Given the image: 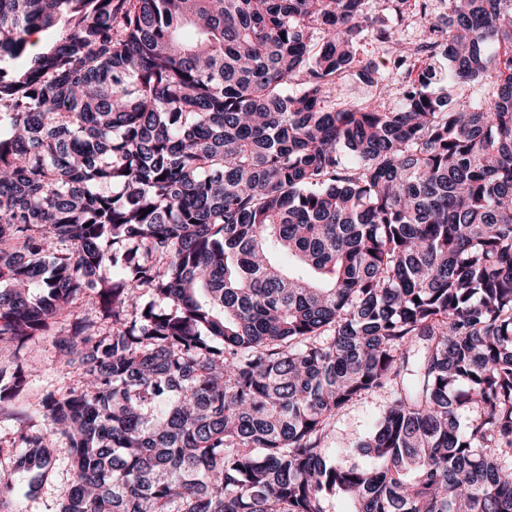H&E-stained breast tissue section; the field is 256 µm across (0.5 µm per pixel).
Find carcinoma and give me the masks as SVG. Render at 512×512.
Listing matches in <instances>:
<instances>
[{
	"label": "carcinoma",
	"mask_w": 512,
	"mask_h": 512,
	"mask_svg": "<svg viewBox=\"0 0 512 512\" xmlns=\"http://www.w3.org/2000/svg\"><path fill=\"white\" fill-rule=\"evenodd\" d=\"M410 1L448 70L392 108L336 104L362 41L410 51L368 0H0V342L80 374L0 472L64 450L57 512H512V0ZM387 398L366 396L336 416V427L327 443L329 454L350 462H361L356 451L359 439L365 437L383 412Z\"/></svg>",
	"instance_id": "1"
}]
</instances>
